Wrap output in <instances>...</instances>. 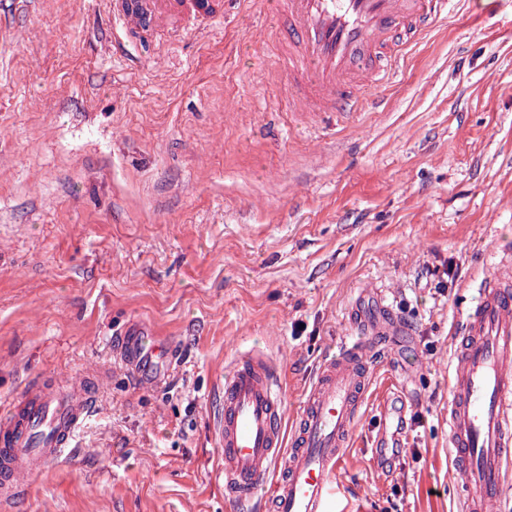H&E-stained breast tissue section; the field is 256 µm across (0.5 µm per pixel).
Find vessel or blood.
<instances>
[{"mask_svg": "<svg viewBox=\"0 0 512 512\" xmlns=\"http://www.w3.org/2000/svg\"><path fill=\"white\" fill-rule=\"evenodd\" d=\"M459 0H275V51L293 111L350 114L392 82L410 48L447 20ZM240 0H106L119 29L106 51L131 65L129 33L201 35L239 13ZM455 326L448 400V454L460 512H499L512 472V243L497 242L494 266ZM375 305L347 310L349 336L323 357L295 417H288L285 369L251 350L240 354L212 407L223 451L218 476L232 512H334L339 471L364 416L374 371L392 359L401 325L380 290ZM118 359L172 362L143 328L125 331ZM99 409L88 378L57 386L28 382L0 414V512L50 463L67 455ZM292 428H285V421Z\"/></svg>", "mask_w": 512, "mask_h": 512, "instance_id": "b4317fda", "label": "vessel or blood"}]
</instances>
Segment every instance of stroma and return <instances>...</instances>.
<instances>
[{"label": "stroma", "instance_id": "obj_1", "mask_svg": "<svg viewBox=\"0 0 512 512\" xmlns=\"http://www.w3.org/2000/svg\"><path fill=\"white\" fill-rule=\"evenodd\" d=\"M0 36V411L39 376L96 375L102 410L10 512H229L210 433L226 367L258 347L295 416L361 289L407 335L338 478L342 512H458L444 439L461 298L512 237V0L452 13L386 108L309 127L247 10L137 68L96 0H27ZM133 321L176 344L150 384ZM395 382L403 421L383 419ZM398 445L390 462L372 442ZM145 336H150V334L141 327L126 330L121 338L117 353L119 361L128 368V371L135 377L136 381L142 383L143 380L147 384L154 380L150 381L147 376L140 374L136 368L137 363L143 358L146 360L149 352L150 363L158 365L161 369L163 364L166 366L170 365L173 357L169 347L158 345L152 339L148 343L149 340ZM146 349H148V352Z\"/></svg>", "mask_w": 512, "mask_h": 512}]
</instances>
